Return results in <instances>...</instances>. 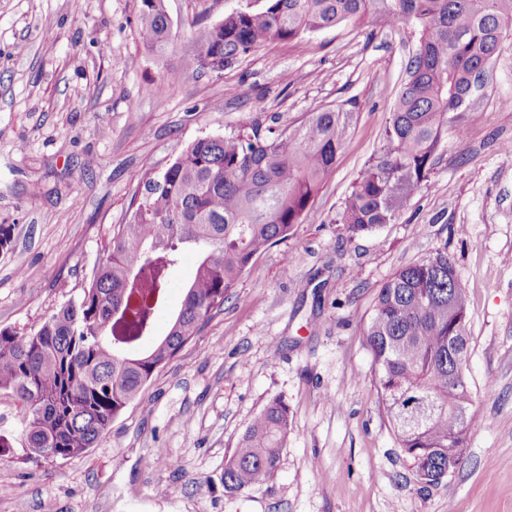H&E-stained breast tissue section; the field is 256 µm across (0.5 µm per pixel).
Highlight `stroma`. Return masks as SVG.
Here are the masks:
<instances>
[{
  "instance_id": "35a3bbf8",
  "label": "stroma",
  "mask_w": 512,
  "mask_h": 512,
  "mask_svg": "<svg viewBox=\"0 0 512 512\" xmlns=\"http://www.w3.org/2000/svg\"><path fill=\"white\" fill-rule=\"evenodd\" d=\"M245 3L165 0L170 41L157 53L140 37V0H0V226L10 231L0 329L31 331L79 301L141 177L191 141L328 105L354 114L302 223L253 259L101 443L30 459L22 410L0 395V512H512V110L499 106L512 99V44L494 59L478 111L449 127L410 207L351 237L339 215L383 143L418 33L344 23L220 76L185 69L191 25ZM441 247L469 299L476 418L460 466L422 490L379 401L363 323L384 282ZM196 267L185 250L155 337ZM276 398L292 415L277 470L225 492L226 459ZM154 458L167 468L148 467Z\"/></svg>"
}]
</instances>
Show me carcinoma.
<instances>
[{"mask_svg": "<svg viewBox=\"0 0 512 512\" xmlns=\"http://www.w3.org/2000/svg\"><path fill=\"white\" fill-rule=\"evenodd\" d=\"M139 19L142 42L163 50L164 0H141ZM344 22L411 25L419 35L383 146L344 202L341 223L353 237L396 220L428 181L448 126L477 111L486 87L480 75L512 36V0H265L193 27L196 51L184 66L220 76L262 48ZM352 119L331 106L282 129L257 119L201 136L167 168L144 174L81 300L29 333L0 330V394L20 402L34 457L66 459L103 441L154 373L222 310L252 258L301 223L336 167ZM187 245L199 252L195 277L167 335L143 352ZM468 323L467 296L445 246L379 288L364 330L400 448L436 484L464 452L475 417ZM290 425L286 403L263 407L226 460L225 492L274 474Z\"/></svg>", "mask_w": 512, "mask_h": 512, "instance_id": "1", "label": "carcinoma"}]
</instances>
